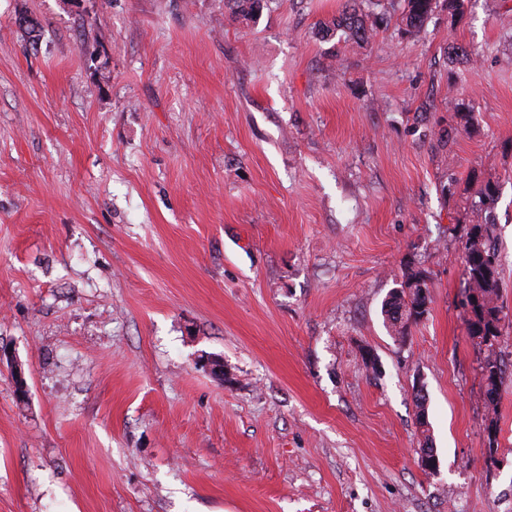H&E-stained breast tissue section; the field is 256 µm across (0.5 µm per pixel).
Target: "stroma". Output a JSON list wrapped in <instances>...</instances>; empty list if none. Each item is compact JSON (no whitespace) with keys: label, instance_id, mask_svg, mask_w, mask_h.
I'll return each instance as SVG.
<instances>
[{"label":"stroma","instance_id":"35a3bbf8","mask_svg":"<svg viewBox=\"0 0 512 512\" xmlns=\"http://www.w3.org/2000/svg\"><path fill=\"white\" fill-rule=\"evenodd\" d=\"M343 3L0 0V512H512V0L366 44L321 33ZM498 197V186L488 180L478 192V201L471 205V219L464 243V261L468 272L469 288L479 294L476 321L469 320L471 336L488 344L499 335L498 292L499 254L492 242L491 226L495 224L494 205ZM492 259L495 268L492 270ZM430 303L424 275L419 271L411 272L400 288L390 293L382 313L392 332L403 335L410 320L416 322L428 313ZM483 371L485 375V379L487 381V390L486 396L489 403V406L493 408L496 407V395H497V387L498 383L501 381L504 370L502 369L500 363L488 355L483 366Z\"/></svg>","mask_w":512,"mask_h":512}]
</instances>
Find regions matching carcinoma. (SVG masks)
Segmentation results:
<instances>
[{
  "instance_id": "cac0c4a2",
  "label": "carcinoma",
  "mask_w": 512,
  "mask_h": 512,
  "mask_svg": "<svg viewBox=\"0 0 512 512\" xmlns=\"http://www.w3.org/2000/svg\"><path fill=\"white\" fill-rule=\"evenodd\" d=\"M262 0H224L236 21L255 17ZM448 11L452 19L462 16L464 0H345L341 15L333 26H325L322 32L330 34L342 30L358 43L367 44L371 32L365 27L363 12L384 22L387 15L399 13L402 34L414 36L420 33L437 9ZM498 197V186L488 180L478 192V200L471 205V219L464 243V261L468 272L469 288L479 294L476 321L469 322V332L488 344L499 335L498 269L491 268L492 260L499 259L498 250L492 242L491 226L495 223L493 210ZM430 292L424 275L412 272L399 288L393 290L385 302L382 313L389 328L398 335L404 334L409 322L417 321L428 313ZM483 371L487 381L486 396L489 406L496 407L498 383L504 370L492 356H487Z\"/></svg>"
}]
</instances>
